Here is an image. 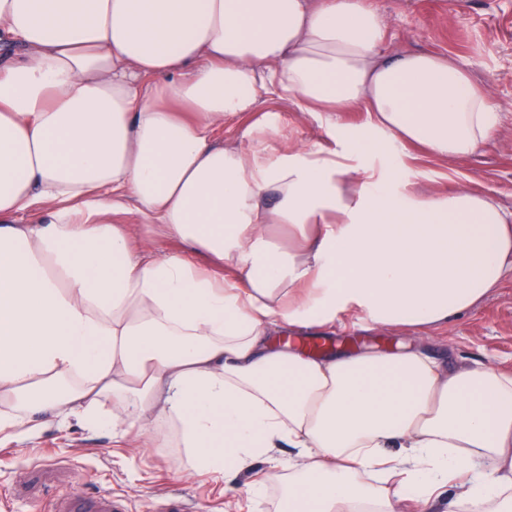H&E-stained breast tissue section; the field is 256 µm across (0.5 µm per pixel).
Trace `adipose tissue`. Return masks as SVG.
<instances>
[{
    "instance_id": "adipose-tissue-1",
    "label": "adipose tissue",
    "mask_w": 512,
    "mask_h": 512,
    "mask_svg": "<svg viewBox=\"0 0 512 512\" xmlns=\"http://www.w3.org/2000/svg\"><path fill=\"white\" fill-rule=\"evenodd\" d=\"M0 31L20 48L0 56L1 433L160 419L198 472L290 449L289 512H427L448 485L460 512H512V374L273 340L346 316L425 332L512 276L493 197L354 161L471 156L500 121L484 87L434 51L387 54L364 0H0ZM269 98L363 108L369 132L267 151ZM257 111L253 147L216 141ZM130 203L181 251L135 246L113 221Z\"/></svg>"
}]
</instances>
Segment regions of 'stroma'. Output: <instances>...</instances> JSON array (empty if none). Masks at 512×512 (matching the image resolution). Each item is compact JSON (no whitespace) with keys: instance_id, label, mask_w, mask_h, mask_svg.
Instances as JSON below:
<instances>
[{"instance_id":"stroma-1","label":"stroma","mask_w":512,"mask_h":512,"mask_svg":"<svg viewBox=\"0 0 512 512\" xmlns=\"http://www.w3.org/2000/svg\"><path fill=\"white\" fill-rule=\"evenodd\" d=\"M380 17L385 49L433 50L451 57L475 82L486 87L501 115L492 141L459 162L425 157L413 152L402 164L415 179V188L437 194L473 188L493 195L512 210V0H366ZM267 109L281 116L282 142L309 148H328L332 131L366 125L367 112L355 109L336 115L328 126L319 115L294 111L291 103L271 100ZM424 346L447 361L493 367L512 372V278L495 289L479 306L448 325L426 333L409 329H368L347 318L330 332L323 349L328 353L362 350L392 351ZM141 438L120 439L104 432L90 435L76 424L27 425L22 437L0 434V512H54L66 494L90 495L111 490L123 512H166L173 498L186 499L190 512H277L283 487L271 482L262 499H253L248 483L265 470H252L227 479L220 474L192 470L185 449L164 424L150 423ZM46 466L57 479L30 501L14 496L24 469Z\"/></svg>"}]
</instances>
